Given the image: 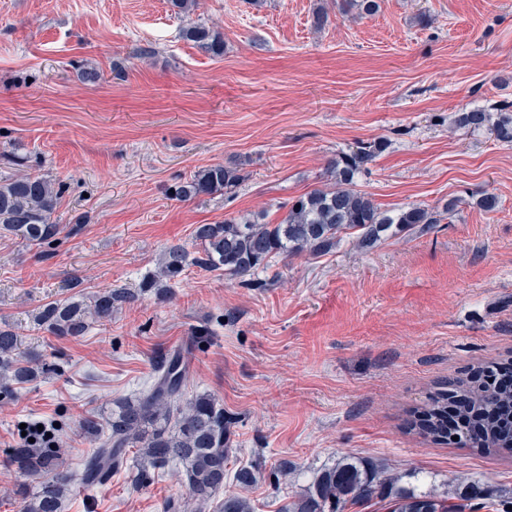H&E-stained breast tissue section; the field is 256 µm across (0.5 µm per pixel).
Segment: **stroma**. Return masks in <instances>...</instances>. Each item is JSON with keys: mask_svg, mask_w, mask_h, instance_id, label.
I'll use <instances>...</instances> for the list:
<instances>
[{"mask_svg": "<svg viewBox=\"0 0 512 512\" xmlns=\"http://www.w3.org/2000/svg\"><path fill=\"white\" fill-rule=\"evenodd\" d=\"M329 19L312 23L314 9ZM194 20L224 35L223 57L184 40L168 0H0V177L28 169L64 185L56 215L78 233L40 253L0 237V322L48 374L0 402V512H20L23 476L6 453L24 424L53 425L80 475L79 428L137 395L155 362L196 347L187 395L235 415L242 494L278 512L345 456L384 464L438 493L460 481L512 489V456L424 442L409 410L437 383L512 357V144L457 126V113L512 102V0H381L372 16L341 0H199ZM102 79L88 85L81 67ZM387 149L356 180L384 211L456 207L426 230L322 256L274 258L256 288L191 268L173 295L93 323L85 336L36 330L32 312L81 278L84 294L137 287L195 225L241 214L278 223L291 200L333 185L330 163L364 143ZM239 170L224 194L190 201L176 184L210 164ZM486 193L499 205H476ZM288 479L274 480L281 463ZM172 471L144 489L117 475L75 485L63 512H162L185 497Z\"/></svg>", "mask_w": 512, "mask_h": 512, "instance_id": "35a3bbf8", "label": "stroma"}]
</instances>
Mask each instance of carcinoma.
<instances>
[{"mask_svg":"<svg viewBox=\"0 0 512 512\" xmlns=\"http://www.w3.org/2000/svg\"><path fill=\"white\" fill-rule=\"evenodd\" d=\"M175 14L187 18L182 37L213 57L224 56V35L202 22L189 19L198 0H169ZM507 105L491 102L483 108L461 112L455 124L475 130L489 127L495 139L512 144V113ZM497 119H492L493 114ZM385 149L378 141L331 163L335 185L298 197L277 224L250 217H230L214 224H197L193 252L182 245L167 247L158 270L144 276L136 288L109 287L89 296H69L44 304L32 316L38 329L57 338L85 335L94 322L109 321L112 312L133 305L148 294L165 298L172 293L185 271H205L241 279L266 268L279 255L330 252L345 236L366 248L396 229L422 225L428 228L443 220L451 210L441 212L419 205L396 211L380 210L372 199L356 189V176ZM241 180L237 170L213 164L196 170L175 186L179 200L213 195L235 187ZM63 195V184L39 173H22L0 179V234L12 236L30 246L50 249L59 242L63 227L55 216ZM22 340L8 324L0 325V393L15 385L37 381L47 373L37 357L23 358ZM498 365L490 361L482 375L444 381L431 392L423 406L406 421L407 428L424 440L446 444L451 440L448 405L458 399L468 402L470 421L482 427L476 436L466 425L454 432L455 444L463 448L512 454V391L494 387L489 378ZM189 376L187 354L175 350L165 354L154 367L151 381L133 398L114 402L102 421L94 414L81 422L84 434L96 444L84 463L80 482L86 487L102 485L133 461L132 482L140 487L154 483L169 466L179 469L188 498L169 499L163 512H253L250 501L224 491L227 480L239 486L256 481L258 470L243 466L231 472L232 436L237 419L224 411V404L201 393L182 400ZM8 464L18 473L37 481L34 491L18 486L21 512H61L71 494L75 478L60 459L46 448H33L26 441L9 449ZM468 492L447 497L416 487H406L379 465L359 460H342L322 469L314 481L296 492L279 512H347L348 507L380 499L389 512H512V494L498 495L467 485Z\"/></svg>","mask_w":512,"mask_h":512,"instance_id":"carcinoma-1","label":"carcinoma"}]
</instances>
